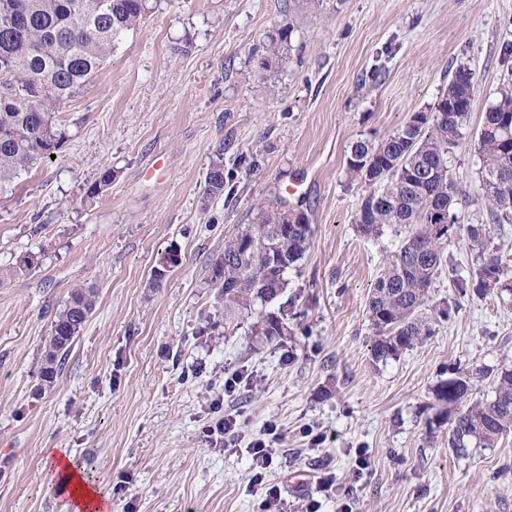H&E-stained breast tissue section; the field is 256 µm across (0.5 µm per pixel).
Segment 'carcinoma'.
<instances>
[{
  "label": "carcinoma",
  "mask_w": 512,
  "mask_h": 512,
  "mask_svg": "<svg viewBox=\"0 0 512 512\" xmlns=\"http://www.w3.org/2000/svg\"><path fill=\"white\" fill-rule=\"evenodd\" d=\"M89 14L85 0H0V192L33 165L59 152L61 137L55 114L90 81L112 55L121 38L138 27L149 0H105ZM292 25L285 21L268 36L274 53L288 42ZM473 74L460 66L427 112H415L396 131L378 139H359L350 147L345 172L363 188L357 231L379 238L390 229L400 237L385 259L367 304L373 336L372 356L395 359L433 335L451 319L457 300H434L435 284L446 276L459 295H512V270L505 266L496 226L512 218V88L505 87L486 110L475 150L480 167L475 191L488 205L491 224H442L456 213L461 192L452 179L450 158L468 126L464 101ZM112 169H103L88 186L94 197L112 184ZM210 195L224 192V157L219 152L206 176ZM285 205L279 196L262 202L256 221L242 224L225 239L224 253L212 263L211 281L224 304V331L246 328L249 348H274L292 329L288 314L263 311L283 294L288 270L297 267L313 235L309 218L275 224L272 215ZM464 238L473 255L468 275L448 263L446 249ZM97 293L91 286L71 289L56 310L44 346L39 376L46 383L60 374L80 329L94 312ZM435 399L452 417L448 447L458 453L470 445L494 448L512 433V366L495 373L492 394L471 397L461 376L439 381Z\"/></svg>",
  "instance_id": "1"
}]
</instances>
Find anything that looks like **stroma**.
<instances>
[{
	"mask_svg": "<svg viewBox=\"0 0 512 512\" xmlns=\"http://www.w3.org/2000/svg\"><path fill=\"white\" fill-rule=\"evenodd\" d=\"M149 5L57 112L56 158L0 193V512H64L53 448L112 512H262L269 486L281 493L272 512H512V437L456 454L434 397L455 373L491 392L512 365V301L458 297L433 336L374 361L367 302L399 239L357 233L362 187L345 174L351 143L428 111L463 65L474 74L469 134L450 169L459 187L476 185L472 134L512 85V0ZM284 21L293 32L275 55L267 35ZM219 155L229 196L206 193ZM108 167L111 187L87 197ZM292 182L288 206L313 236L269 309L288 310L293 334L252 353L243 332L224 333L211 264ZM170 250L180 264L153 283ZM78 284L96 286L97 305L42 385L50 321ZM236 369L249 380L225 396ZM217 398L237 418L226 449L207 432ZM270 422L276 453L254 486L249 450Z\"/></svg>",
	"mask_w": 512,
	"mask_h": 512,
	"instance_id": "35a3bbf8",
	"label": "stroma"
}]
</instances>
